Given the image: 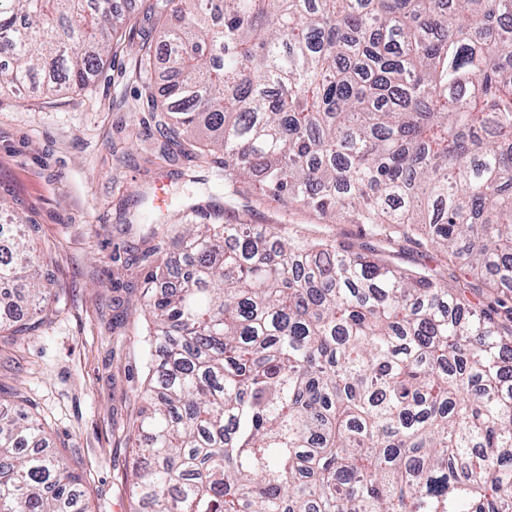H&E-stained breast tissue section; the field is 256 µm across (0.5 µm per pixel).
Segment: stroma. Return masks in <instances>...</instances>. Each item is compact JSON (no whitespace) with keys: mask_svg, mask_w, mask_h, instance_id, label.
<instances>
[{"mask_svg":"<svg viewBox=\"0 0 512 512\" xmlns=\"http://www.w3.org/2000/svg\"><path fill=\"white\" fill-rule=\"evenodd\" d=\"M129 13L108 58L62 104L37 94L0 97V200L35 223L30 246L51 257L52 313L25 336L0 339V401L20 404L82 477L90 512H135L130 474L134 424L147 374L143 278L150 262L181 261L178 235L193 223L183 202L213 203L220 224H275L253 198L224 208L209 164L163 157L153 99L168 85L163 58L140 70L142 42L160 44L138 0H109ZM195 180H188L187 170ZM167 196L155 203L156 187ZM392 260L454 282L442 255L404 243Z\"/></svg>","mask_w":512,"mask_h":512,"instance_id":"stroma-1","label":"stroma"}]
</instances>
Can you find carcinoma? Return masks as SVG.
<instances>
[{
    "mask_svg": "<svg viewBox=\"0 0 512 512\" xmlns=\"http://www.w3.org/2000/svg\"><path fill=\"white\" fill-rule=\"evenodd\" d=\"M0 0V89H82L124 16ZM172 81L161 129L224 202L279 224H189L155 261L137 512H512V0H140ZM80 41L83 49L70 50ZM323 224L439 250L484 305ZM0 222V331L44 321L50 258ZM31 413L0 403V512H89ZM288 223L321 234L334 235L348 242L368 243V240L362 237L358 224H319L299 210H294L291 214L288 213Z\"/></svg>",
    "mask_w": 512,
    "mask_h": 512,
    "instance_id": "obj_1",
    "label": "carcinoma"
}]
</instances>
